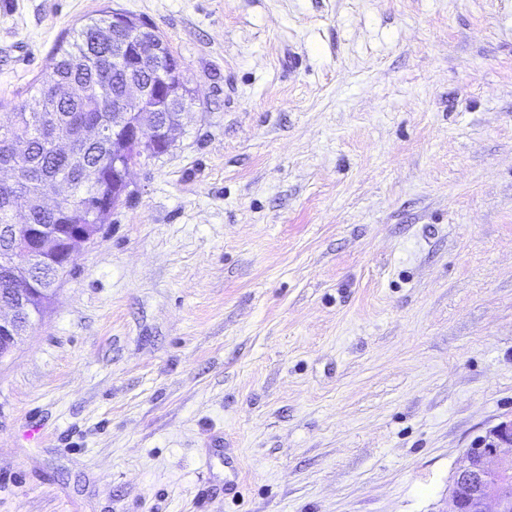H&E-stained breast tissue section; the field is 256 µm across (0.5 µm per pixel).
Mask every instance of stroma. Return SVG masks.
<instances>
[{
	"instance_id": "1",
	"label": "stroma",
	"mask_w": 512,
	"mask_h": 512,
	"mask_svg": "<svg viewBox=\"0 0 512 512\" xmlns=\"http://www.w3.org/2000/svg\"><path fill=\"white\" fill-rule=\"evenodd\" d=\"M107 8L198 104L0 359V512H446L512 416V0H0V113Z\"/></svg>"
}]
</instances>
